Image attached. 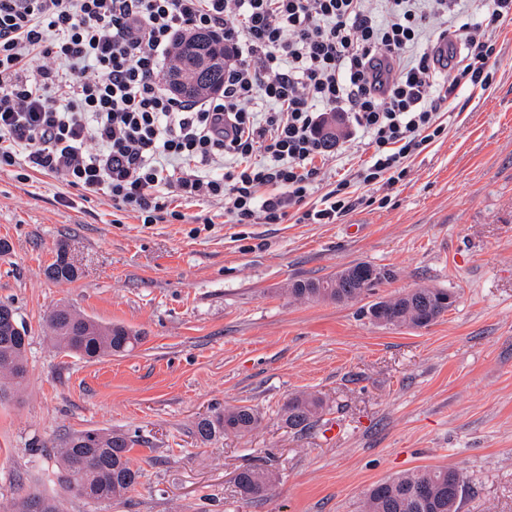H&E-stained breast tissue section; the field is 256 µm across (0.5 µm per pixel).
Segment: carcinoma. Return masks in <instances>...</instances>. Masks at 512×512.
Here are the masks:
<instances>
[{
    "label": "carcinoma",
    "instance_id": "carcinoma-1",
    "mask_svg": "<svg viewBox=\"0 0 512 512\" xmlns=\"http://www.w3.org/2000/svg\"><path fill=\"white\" fill-rule=\"evenodd\" d=\"M169 75H191L199 84H224L223 70L201 68L200 59L184 43H179ZM376 265L359 262L347 266L349 274L341 278L329 275L300 279L288 289V297L299 302L329 301L344 303L356 300L382 284L371 279ZM48 277L54 281H70L78 276L76 268L66 260L65 248L59 247L54 261L48 266ZM448 311L439 303L438 295L416 294L411 300L403 297L381 300L369 305L367 315L378 325L392 328H422L435 322ZM47 331L54 343L89 359L118 355L132 351L142 341L139 332L120 324H101L65 305L52 308L45 318ZM14 309L0 304V395L9 389L21 388L27 377L25 360L26 339L15 330ZM323 407L321 398L313 394L291 397L283 408L288 427L305 429ZM259 414L250 406H235L200 419L196 434L203 442H211L227 433L237 435L254 431ZM134 440L117 432L103 430L77 431L61 441L60 482L68 490L96 502L118 499L137 483L140 471L132 465L129 453ZM451 468H417L403 475L374 484L364 501L363 512H461L464 484L455 483ZM272 474L261 467L241 471L237 486L246 499L265 496L272 488ZM426 487L431 496H418Z\"/></svg>",
    "mask_w": 512,
    "mask_h": 512
}]
</instances>
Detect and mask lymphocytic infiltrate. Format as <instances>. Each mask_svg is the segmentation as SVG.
I'll use <instances>...</instances> for the list:
<instances>
[{
  "label": "lymphocytic infiltrate",
  "mask_w": 512,
  "mask_h": 512,
  "mask_svg": "<svg viewBox=\"0 0 512 512\" xmlns=\"http://www.w3.org/2000/svg\"><path fill=\"white\" fill-rule=\"evenodd\" d=\"M466 53L439 75L431 22ZM512 0H0V169L104 193L144 224L187 223V201L228 224H333L353 183L389 190L448 133L441 108L488 89ZM223 35L224 88L173 96L181 33ZM368 151L323 189L328 114Z\"/></svg>",
  "instance_id": "1"
}]
</instances>
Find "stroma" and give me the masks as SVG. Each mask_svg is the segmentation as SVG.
<instances>
[{
    "mask_svg": "<svg viewBox=\"0 0 512 512\" xmlns=\"http://www.w3.org/2000/svg\"><path fill=\"white\" fill-rule=\"evenodd\" d=\"M498 44L491 86L449 104L447 137L389 204L333 224H197L218 212L202 202L183 205L188 224H117L109 196L1 169L0 303L29 345L24 386L0 402V512L33 493L64 512H361L373 484L424 467L462 474L461 512H512V21ZM61 246L75 281L45 275ZM356 262L395 276L344 304L289 299L290 282ZM424 283L456 297L433 324L367 318ZM58 304L143 340L99 359L56 348ZM301 392L323 409L298 431L281 409ZM238 405L258 412L253 432L200 441L199 418ZM83 430L133 439L135 489H63L56 447ZM254 466L275 488L248 500L236 477Z\"/></svg>",
    "mask_w": 512,
    "mask_h": 512,
    "instance_id": "35a3bbf8",
    "label": "stroma"
}]
</instances>
